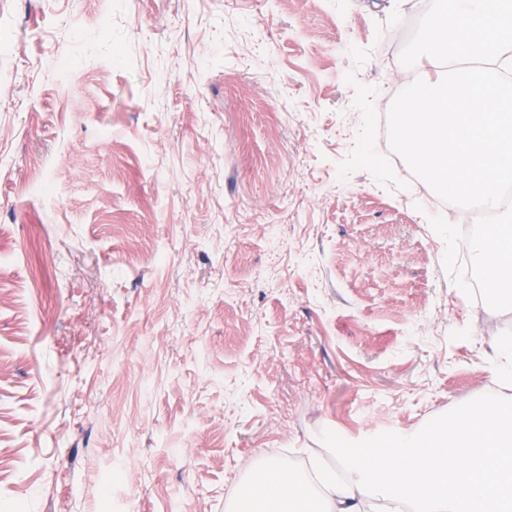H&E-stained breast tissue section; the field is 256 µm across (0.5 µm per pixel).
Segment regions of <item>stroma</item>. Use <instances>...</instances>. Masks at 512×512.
Wrapping results in <instances>:
<instances>
[{
	"instance_id": "obj_1",
	"label": "stroma",
	"mask_w": 512,
	"mask_h": 512,
	"mask_svg": "<svg viewBox=\"0 0 512 512\" xmlns=\"http://www.w3.org/2000/svg\"><path fill=\"white\" fill-rule=\"evenodd\" d=\"M427 7L0 0V512H225L496 391L390 154Z\"/></svg>"
}]
</instances>
